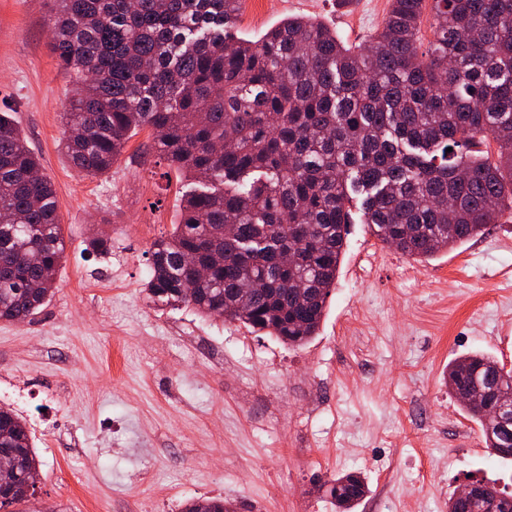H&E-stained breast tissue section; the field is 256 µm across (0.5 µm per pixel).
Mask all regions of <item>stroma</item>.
I'll list each match as a JSON object with an SVG mask.
<instances>
[{"instance_id": "1", "label": "stroma", "mask_w": 512, "mask_h": 512, "mask_svg": "<svg viewBox=\"0 0 512 512\" xmlns=\"http://www.w3.org/2000/svg\"><path fill=\"white\" fill-rule=\"evenodd\" d=\"M52 0H0V112L10 113L61 203L56 290L0 321V405L42 462L25 512H332L318 486L361 474L354 512H448L469 481L512 494L442 381L479 351L512 368V204L481 236L428 261L385 247L353 210L315 338L293 348L147 298L146 253L179 221L184 176L134 135L111 170L78 173L61 142L72 82L52 53ZM389 0H246L237 36L303 16L366 44ZM97 234L111 253H90Z\"/></svg>"}]
</instances>
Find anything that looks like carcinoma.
<instances>
[{
  "instance_id": "obj_1",
  "label": "carcinoma",
  "mask_w": 512,
  "mask_h": 512,
  "mask_svg": "<svg viewBox=\"0 0 512 512\" xmlns=\"http://www.w3.org/2000/svg\"><path fill=\"white\" fill-rule=\"evenodd\" d=\"M52 51L72 78L63 148L88 177L110 170L131 137L191 179L182 219L147 252L145 291L161 307L191 306L290 346L317 334L336 285L351 193L364 223L394 249L428 260L499 223L512 199V0H390L365 46L290 17L256 42L234 38L244 0H53ZM434 40L419 52L425 9ZM498 145L497 159L478 150ZM452 151H446V148ZM39 158L0 113V320L23 322L51 296L66 244L60 202ZM293 252L285 268L280 257ZM195 256L209 276L191 279ZM448 393L512 400V370L470 352L443 372ZM485 444L512 446V417L485 418ZM0 452L18 475L0 512L35 494L31 433L0 406ZM448 512H512L483 484ZM336 512L367 494L349 473L321 485ZM182 512H233L198 499Z\"/></svg>"
}]
</instances>
